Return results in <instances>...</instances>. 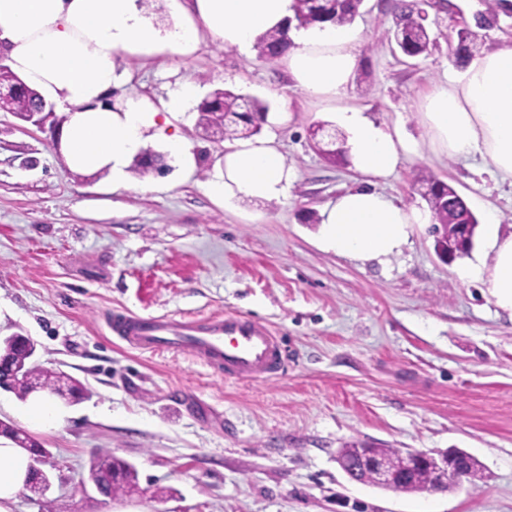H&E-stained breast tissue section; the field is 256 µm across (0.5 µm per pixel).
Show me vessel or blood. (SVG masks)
<instances>
[{
    "label": "vessel or blood",
    "mask_w": 512,
    "mask_h": 512,
    "mask_svg": "<svg viewBox=\"0 0 512 512\" xmlns=\"http://www.w3.org/2000/svg\"><path fill=\"white\" fill-rule=\"evenodd\" d=\"M107 322L120 340L135 349L159 352L186 348L217 371L241 380L275 376L286 364V350L281 340L264 326L241 315L227 314L206 321L185 320L171 324L116 309Z\"/></svg>",
    "instance_id": "obj_1"
}]
</instances>
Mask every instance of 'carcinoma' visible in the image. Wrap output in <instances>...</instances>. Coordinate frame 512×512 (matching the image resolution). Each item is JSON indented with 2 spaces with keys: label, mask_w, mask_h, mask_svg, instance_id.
Wrapping results in <instances>:
<instances>
[{
  "label": "carcinoma",
  "mask_w": 512,
  "mask_h": 512,
  "mask_svg": "<svg viewBox=\"0 0 512 512\" xmlns=\"http://www.w3.org/2000/svg\"><path fill=\"white\" fill-rule=\"evenodd\" d=\"M362 3L363 0H295V19L298 26L304 28L323 23L350 25L359 15ZM485 4L483 24L477 25L481 30L490 25V20L499 14H512V0H485ZM396 11L395 39L402 53L410 58L429 55L436 40L430 37L425 17L412 10L405 2L397 4ZM478 37V32L469 28L457 31V42L453 47L457 64L464 65L473 57L477 50ZM290 46L289 29L283 28L258 37L254 50L260 59L274 63ZM0 85L20 89L11 106V112L19 119L22 120L27 113L38 110L41 104L38 94L6 66L0 67ZM197 112L199 125L207 134L233 140L259 134L265 123L268 105L255 98L216 88L198 104ZM417 183L422 189V197L439 224L435 228L436 248L446 251L448 245L452 244L460 254L468 253L472 247V238L462 237L459 225H477L478 218L461 202L456 190L448 183L430 174L419 176ZM27 358V345L22 335L16 336L14 343L5 345L0 350V359L6 364L4 371L0 373L4 378L3 388L15 393L19 399H27L34 384L49 392L67 387L80 396L84 395V388L62 371L31 366L20 377L10 374V367L25 363ZM372 452L382 460L387 469L399 471L403 468L404 460L392 449L374 446ZM89 472L112 493L129 494L137 490L136 471L126 467L123 461L112 456L110 452L93 458ZM432 481V471L420 468L414 472L410 481L402 485L401 491L421 493L428 489Z\"/></svg>",
  "instance_id": "carcinoma-1"
}]
</instances>
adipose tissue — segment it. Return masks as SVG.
<instances>
[{
  "label": "adipose tissue",
  "instance_id": "ef3b65f1",
  "mask_svg": "<svg viewBox=\"0 0 512 512\" xmlns=\"http://www.w3.org/2000/svg\"><path fill=\"white\" fill-rule=\"evenodd\" d=\"M177 18L161 31L139 0H0V56L42 101L62 115L55 145L70 170L107 173L113 190L128 188L127 170L147 141L161 140L170 155L189 146L173 128L197 91L185 83L154 99L113 95L116 58L167 54L190 61L201 34L228 49L245 50L277 27H288L292 47L282 56L289 77L308 96L332 108L347 135L348 158L361 175L322 213L321 242L339 254L381 259L394 253L415 224L433 221L431 211L396 202L376 184L402 160L424 152L480 157L501 179L512 180V48L469 60L460 80L438 84L416 105L422 139L371 120L345 102L358 67L359 35L330 23L295 25L294 0H169ZM288 165L267 140H241L224 154V177L207 188L215 200L287 198ZM492 265L458 269L479 280L502 309L512 312V235H491ZM30 457L0 437V512H13L29 476Z\"/></svg>",
  "mask_w": 512,
  "mask_h": 512
}]
</instances>
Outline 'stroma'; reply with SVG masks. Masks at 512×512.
<instances>
[{
	"label": "stroma",
	"mask_w": 512,
	"mask_h": 512,
	"mask_svg": "<svg viewBox=\"0 0 512 512\" xmlns=\"http://www.w3.org/2000/svg\"><path fill=\"white\" fill-rule=\"evenodd\" d=\"M482 0L431 8L437 46L403 55L388 0H364L353 27L359 63L349 105L375 121L420 133L414 104L461 78L451 47ZM129 92L156 97L180 83L224 87L267 101L260 136L283 154L287 199L214 201L227 140L206 137L198 114L175 126L192 164L131 175L113 191L104 173L67 169L55 123L36 127L0 111V336L36 345L39 366L65 372L85 399L57 402V421L25 417L27 401L0 390V421L48 450L44 497L22 491L14 512H512V314L485 285L462 281L468 260L492 263L487 212L512 234V183L483 173L480 158L425 154L379 180L386 196L424 206L430 173L467 200L479 224L468 256L442 260L429 224L384 261L325 250V206L360 185L351 164L326 160L310 138L338 129L323 104L296 88L282 64L202 36L192 61L118 56ZM205 320L250 317L281 336L288 361L266 380L216 375L191 351L145 353L112 335L108 314ZM364 441L388 448H459L483 465L485 484L403 493L353 481L336 452ZM112 451L133 465L139 491L100 495L91 459Z\"/></svg>",
	"instance_id": "stroma-1"
}]
</instances>
